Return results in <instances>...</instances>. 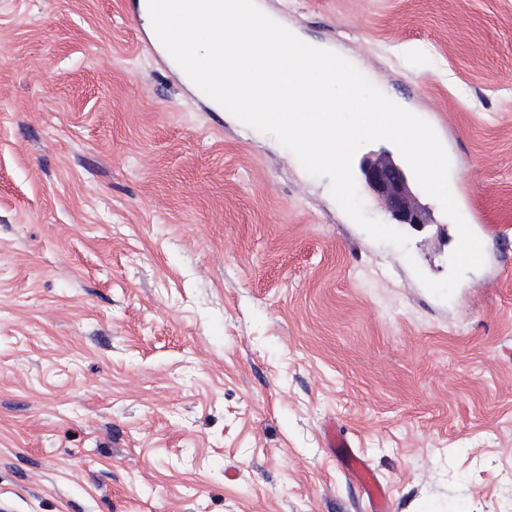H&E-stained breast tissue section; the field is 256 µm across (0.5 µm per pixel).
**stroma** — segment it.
Listing matches in <instances>:
<instances>
[{
    "mask_svg": "<svg viewBox=\"0 0 512 512\" xmlns=\"http://www.w3.org/2000/svg\"><path fill=\"white\" fill-rule=\"evenodd\" d=\"M428 121L407 250L213 110L125 0H0V512H512V0H258ZM337 448H342L345 453L348 470L355 476L357 481L366 489L369 497L375 501L380 508L376 512H384L385 507L382 490L373 472L367 464L357 456L351 448H348L344 438H340Z\"/></svg>",
    "mask_w": 512,
    "mask_h": 512,
    "instance_id": "35a3bbf8",
    "label": "stroma"
}]
</instances>
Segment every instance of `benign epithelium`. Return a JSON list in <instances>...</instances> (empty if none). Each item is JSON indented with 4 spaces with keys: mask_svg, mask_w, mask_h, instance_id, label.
Returning a JSON list of instances; mask_svg holds the SVG:
<instances>
[{
    "mask_svg": "<svg viewBox=\"0 0 512 512\" xmlns=\"http://www.w3.org/2000/svg\"><path fill=\"white\" fill-rule=\"evenodd\" d=\"M363 181L398 224L418 227L429 223V213L418 205L404 169L387 154L361 163Z\"/></svg>",
    "mask_w": 512,
    "mask_h": 512,
    "instance_id": "benign-epithelium-1",
    "label": "benign epithelium"
}]
</instances>
